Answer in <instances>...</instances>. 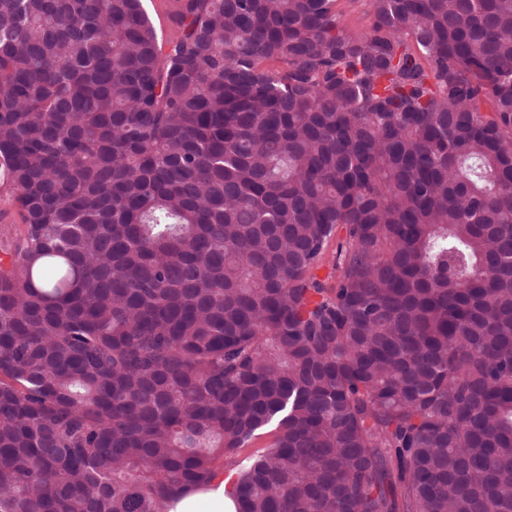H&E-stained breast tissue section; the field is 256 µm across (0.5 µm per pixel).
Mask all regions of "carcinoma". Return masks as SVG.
<instances>
[{
    "label": "carcinoma",
    "instance_id": "carcinoma-1",
    "mask_svg": "<svg viewBox=\"0 0 512 512\" xmlns=\"http://www.w3.org/2000/svg\"><path fill=\"white\" fill-rule=\"evenodd\" d=\"M369 6L0 0V512H512V0ZM144 7L163 39L169 37L174 31L173 14L177 8L176 0H146ZM336 11L345 30L352 35H362L371 24L369 4L365 0H337ZM22 220L15 206L10 204L5 192L0 193V241H14L19 234ZM226 483L223 470L208 487L179 494L174 503L169 500L167 512H236L234 500L226 494Z\"/></svg>",
    "mask_w": 512,
    "mask_h": 512
}]
</instances>
